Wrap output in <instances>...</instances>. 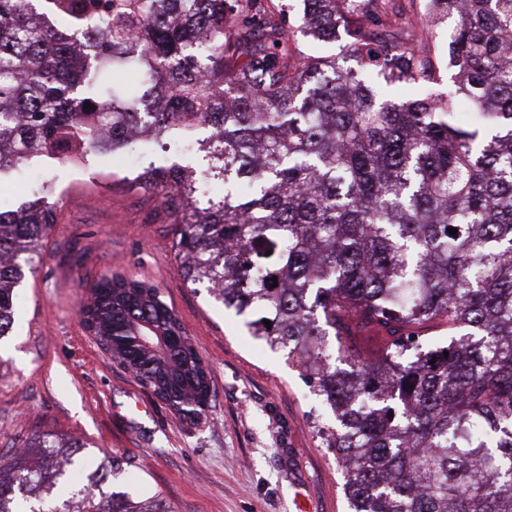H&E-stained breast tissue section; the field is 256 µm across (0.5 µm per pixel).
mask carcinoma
<instances>
[{"label": "carcinoma", "mask_w": 512, "mask_h": 512, "mask_svg": "<svg viewBox=\"0 0 512 512\" xmlns=\"http://www.w3.org/2000/svg\"><path fill=\"white\" fill-rule=\"evenodd\" d=\"M390 2L0 0V173L30 148L71 165L138 129L206 132L201 169L152 165L139 187L163 197L185 282L251 317L305 380L352 512H512V0H428L451 20L445 56L436 29L405 27ZM341 32L338 57L299 49ZM403 81L425 97L385 96ZM200 179L224 197L197 198ZM53 196L0 210V338ZM81 313L179 419L206 417L209 371L158 288L104 275ZM434 321L448 344L420 333ZM354 324L387 333L378 357L349 354ZM84 447L16 440L0 512H173L157 492L103 491L114 456L67 488Z\"/></svg>", "instance_id": "cac0c4a2"}]
</instances>
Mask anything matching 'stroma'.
<instances>
[{
  "label": "stroma",
  "mask_w": 512,
  "mask_h": 512,
  "mask_svg": "<svg viewBox=\"0 0 512 512\" xmlns=\"http://www.w3.org/2000/svg\"><path fill=\"white\" fill-rule=\"evenodd\" d=\"M100 153L81 165L42 158L59 197L54 230L17 290L0 339V448L36 433L86 442L85 457L123 461L115 484L157 492L173 512H349L334 453L317 435L316 401L284 352L250 336L244 317L184 281L160 197ZM160 288L202 360L214 400L179 420L84 329L80 308L103 274Z\"/></svg>",
  "instance_id": "1"
}]
</instances>
